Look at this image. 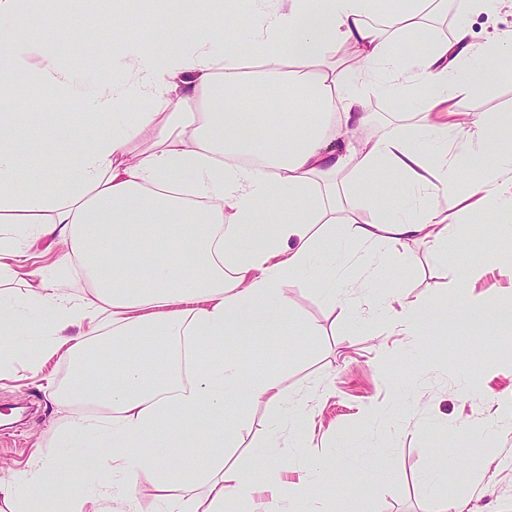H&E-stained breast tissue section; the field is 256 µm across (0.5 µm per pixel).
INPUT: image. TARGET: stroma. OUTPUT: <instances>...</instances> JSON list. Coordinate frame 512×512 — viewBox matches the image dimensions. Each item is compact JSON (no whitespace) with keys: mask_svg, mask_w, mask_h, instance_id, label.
I'll use <instances>...</instances> for the list:
<instances>
[{"mask_svg":"<svg viewBox=\"0 0 512 512\" xmlns=\"http://www.w3.org/2000/svg\"><path fill=\"white\" fill-rule=\"evenodd\" d=\"M447 17L427 25L419 40L407 44L410 53L422 51L430 40L452 38L459 24H466L471 40L481 44L495 34L512 31V2L493 14L478 13L469 6L447 0ZM170 21L156 0H131L121 13L116 38L111 42H90L79 53L72 52V30L45 23L41 34L69 67L80 75L94 76L117 68V43L132 37H151L156 27ZM19 84L29 85L23 106L0 107V120L20 133L19 152L29 167L28 179L18 188L26 190L37 182L51 187L54 174L64 173L68 157L64 152H47L46 138L66 133L78 136L83 127L70 99L30 86L27 75H17ZM365 108L376 119L364 138L376 139L412 124L419 110L412 102L404 108H384L382 98L368 93ZM455 111L480 112L494 117L512 111V76L486 81L481 93L459 95ZM503 220L465 214L448 236V258L439 260L426 246L410 244L391 251L384 275L395 296L408 302L429 296L453 302L474 295L491 305L512 303V281L499 273H485L473 288L456 287L453 270L476 267L497 250ZM293 320L291 332L273 336L252 333L238 337L233 347L252 371L280 375L290 401H305L310 413L306 447L293 454L278 453L261 479L298 482L312 464L332 458L342 437L356 436L362 442L348 459L354 478L349 493L339 490L337 471L321 472L319 484L309 500L314 512H435L436 499L423 477L441 465L437 449L460 452L465 459L468 481L449 478L443 486L448 499L461 504L464 512H512V429L499 431L487 447H463L459 429H479L492 418L499 401L512 397V327L500 330L454 321L433 327L421 342L391 331L396 311L365 313L363 320L331 309L318 290L300 284L288 290ZM474 375L479 383L475 399L460 398L456 380ZM63 385L70 380L68 361L51 359L40 373L16 363L11 373L0 377V411L23 404L25 413L17 421L0 424V483H9L16 470H37L48 459L82 456L87 469L82 476L58 470L52 483L54 496L81 502L83 512H110L111 502L87 489L112 471L110 458L95 449L72 451L58 445V432L65 415H78V408L61 413L45 394V381ZM275 409L266 400L253 401L250 427L238 448L230 450L227 464L251 471V450L267 443ZM384 461L380 479L367 480L371 463Z\"/></svg>","mask_w":512,"mask_h":512,"instance_id":"35a3bbf8","label":"stroma"}]
</instances>
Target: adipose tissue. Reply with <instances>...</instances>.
Masks as SVG:
<instances>
[{"label":"adipose tissue","mask_w":512,"mask_h":512,"mask_svg":"<svg viewBox=\"0 0 512 512\" xmlns=\"http://www.w3.org/2000/svg\"><path fill=\"white\" fill-rule=\"evenodd\" d=\"M28 2L0 0V101L23 102L27 90L15 77L24 73L48 93L80 97L93 123L81 139L47 141L74 163L53 190L24 196L15 184L26 161L15 131L0 123V283L17 276L11 260L20 239H45L57 250L26 295L0 291V334L17 325L31 336L22 352L34 371L54 356L76 360L104 338L123 351L109 370L85 368L69 386H50L59 408L96 409L69 419L60 445L91 446L111 458L122 478L105 483L102 494L120 512H138L143 483L161 512H224L229 501L249 512L257 495L306 512L318 469L287 499L280 484L224 464L225 449L249 426L252 402L283 405L285 396L279 376L248 371L225 345L286 322L289 282L318 289L347 314L353 288L365 289L369 304H384L386 248L412 240L442 258L463 213L512 208V113L491 119L451 107L458 95L481 90L476 60L512 59V32L478 46L461 25L452 40L411 55L408 39L442 0H396L386 12L378 0H253L241 28L201 23L211 0H176L172 32L123 51L125 80H81L38 26L23 38L3 27ZM339 42L361 54L345 76L328 60ZM247 79L287 89L300 111L287 124L263 127L262 94L235 102ZM365 87L400 106L417 100L416 125L355 145L372 120ZM463 171L472 180L460 195ZM347 180L387 186L393 207L359 219L339 190ZM441 192L448 207L434 203ZM321 234L329 248L315 274ZM135 242L163 243L167 253L134 251ZM75 265L91 282L90 295L65 289ZM33 309L39 317L31 322ZM450 318L494 327L512 321V308L421 299L402 303L392 326L419 338ZM231 407L237 421L228 429ZM165 419L178 428L159 430ZM184 446L202 449L201 459L173 467V449ZM56 467L49 460L0 485L8 512H46L47 498L33 490Z\"/></svg>","instance_id":"ef3b65f1"}]
</instances>
